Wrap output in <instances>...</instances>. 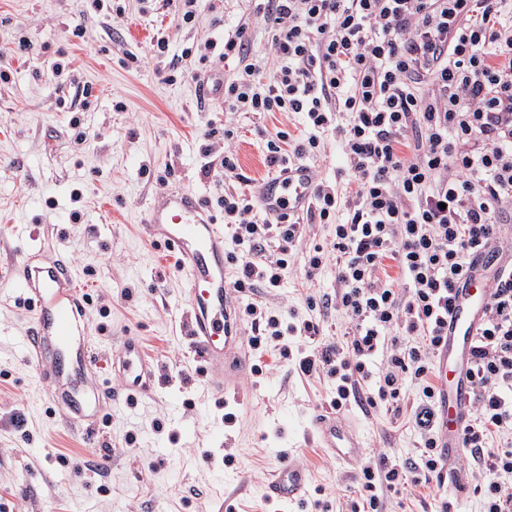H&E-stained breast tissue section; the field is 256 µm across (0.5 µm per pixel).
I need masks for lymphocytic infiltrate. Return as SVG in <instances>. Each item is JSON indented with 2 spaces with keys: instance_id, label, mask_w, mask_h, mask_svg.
I'll list each match as a JSON object with an SVG mask.
<instances>
[{
  "instance_id": "f902f5d3",
  "label": "lymphocytic infiltrate",
  "mask_w": 512,
  "mask_h": 512,
  "mask_svg": "<svg viewBox=\"0 0 512 512\" xmlns=\"http://www.w3.org/2000/svg\"><path fill=\"white\" fill-rule=\"evenodd\" d=\"M278 66L250 60L247 28L200 54L234 55L244 67L224 82L228 112L304 114L307 132L285 152L278 132L266 157L279 172L319 154L335 137L345 160L346 195L316 183L309 219L334 227L315 247L309 274L336 263V308L345 344L300 352L308 377L335 379L331 401L400 408L407 383L419 388L412 420L416 458L358 464L360 499L350 512H382L400 494L440 476L443 382L437 358L448 335L450 294L476 272L477 250L502 248L512 223V0H258ZM217 203L230 224L246 293L278 287L302 233L287 216L256 219L246 195ZM276 253H269V243ZM471 352L474 406L461 434L462 457L478 476L483 512H512V263L494 271ZM254 353L285 335L315 338L317 324L282 325L245 309Z\"/></svg>"
}]
</instances>
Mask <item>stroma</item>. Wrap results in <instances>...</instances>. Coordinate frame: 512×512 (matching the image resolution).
<instances>
[{
  "mask_svg": "<svg viewBox=\"0 0 512 512\" xmlns=\"http://www.w3.org/2000/svg\"><path fill=\"white\" fill-rule=\"evenodd\" d=\"M0 0V267L24 249L63 259L86 286L84 326L96 358L111 357L123 340L139 339L159 360L161 381L148 395L106 409L94 436L78 420L65 424L46 404V388L26 355V305L0 280V512H210L221 498L235 512H346L358 494L356 469H342L304 438L317 409L329 406L334 383L306 377L282 346L269 342L266 370L247 377L250 401L215 403L177 322L187 306V281L170 253L141 230L160 193L190 190L206 200L245 192L275 176L266 161L277 131L299 137L304 114L227 112L222 91L198 104L193 51L244 26L253 59L274 70L277 59L254 14V0H218L214 10L179 25L173 10L143 0ZM169 49L156 55L158 37ZM34 49L19 50L20 39ZM64 71H57V64ZM90 86L91 97L81 95ZM124 110H116L115 101ZM237 133L238 177H225L224 129ZM213 161L210 175L202 166ZM80 202H73V193ZM80 210V221L70 214ZM329 224L306 225L279 287L241 294L283 323H317L323 339L343 337L348 323L335 306L336 265L314 278L306 260L328 243ZM407 385L401 409L349 410L363 453L414 458L418 435ZM311 471L304 503L267 502L265 478L281 449ZM447 481L412 494L388 496L385 512H438Z\"/></svg>",
  "mask_w": 512,
  "mask_h": 512,
  "instance_id": "obj_1",
  "label": "stroma"
}]
</instances>
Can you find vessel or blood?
<instances>
[{"instance_id":"1","label":"vessel or blood","mask_w":512,"mask_h":512,"mask_svg":"<svg viewBox=\"0 0 512 512\" xmlns=\"http://www.w3.org/2000/svg\"><path fill=\"white\" fill-rule=\"evenodd\" d=\"M312 185L311 167L299 163L285 177L263 181L259 201L271 214L296 216L306 211ZM143 229L152 242L176 256L187 279L188 309L182 331L206 372L213 398L224 404L242 400V376L250 361L239 299L226 278L223 226L217 224L195 193L182 191L160 194L146 212ZM499 260L494 250L478 254V274L455 290L448 313V340L440 355L446 389L442 455L448 462L460 453L459 435L470 411V350L484 320L487 297L481 270L498 266ZM7 278L28 304L29 327L23 339L27 357L46 385L48 403L59 408L66 419L99 418L100 395L106 390L115 403L150 393L160 375V365L146 359L133 339L113 353L110 364L118 382L112 389L104 388L81 323L85 290L63 260L36 264L22 254L10 263ZM306 435L340 463L351 465L358 458L359 435L343 413L322 411L313 418ZM309 483L306 465L287 454L265 484L264 495L279 503L298 502L307 495Z\"/></svg>"}]
</instances>
